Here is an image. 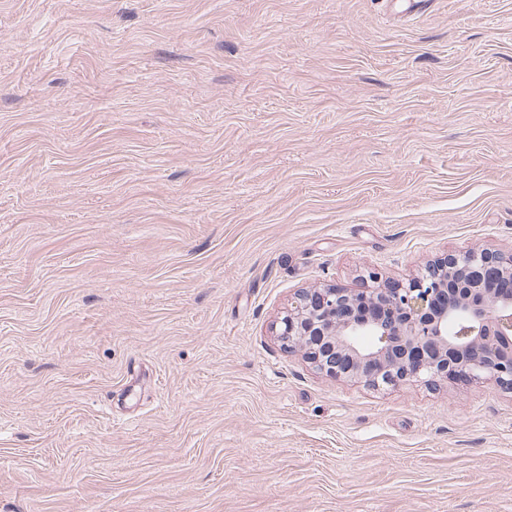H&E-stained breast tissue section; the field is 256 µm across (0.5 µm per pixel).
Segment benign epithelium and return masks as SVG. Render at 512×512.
I'll return each instance as SVG.
<instances>
[{"label": "benign epithelium", "instance_id": "benign-epithelium-1", "mask_svg": "<svg viewBox=\"0 0 512 512\" xmlns=\"http://www.w3.org/2000/svg\"><path fill=\"white\" fill-rule=\"evenodd\" d=\"M303 289L274 326L321 373L373 389L486 383L512 392V253L470 249L408 282Z\"/></svg>", "mask_w": 512, "mask_h": 512}]
</instances>
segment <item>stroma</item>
<instances>
[{"instance_id": "1", "label": "stroma", "mask_w": 512, "mask_h": 512, "mask_svg": "<svg viewBox=\"0 0 512 512\" xmlns=\"http://www.w3.org/2000/svg\"><path fill=\"white\" fill-rule=\"evenodd\" d=\"M473 248L512 0H0V512H512V394L272 333Z\"/></svg>"}]
</instances>
